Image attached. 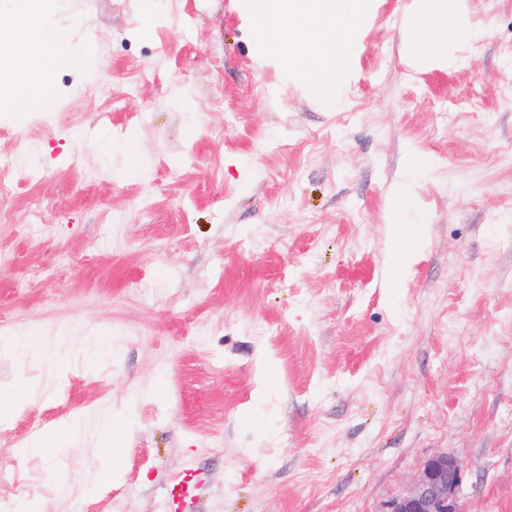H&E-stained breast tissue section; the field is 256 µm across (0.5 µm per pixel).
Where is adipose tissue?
Here are the masks:
<instances>
[{
	"label": "adipose tissue",
	"instance_id": "obj_1",
	"mask_svg": "<svg viewBox=\"0 0 512 512\" xmlns=\"http://www.w3.org/2000/svg\"><path fill=\"white\" fill-rule=\"evenodd\" d=\"M57 0H14L8 25H0V45L14 62L9 87L0 92V112L42 107L55 93L50 74L66 52V38L48 22ZM402 30L404 50L409 65L417 71L445 70L456 61L458 50L482 39L484 31L471 19L467 0H412L407 8ZM426 164L411 161L406 181L391 193L386 222L392 249L386 264L392 282H400L405 257L417 239L404 222L413 208L416 186ZM96 430L107 444L105 458L89 469L86 482L97 486L111 482L123 465L127 428L111 413H100Z\"/></svg>",
	"mask_w": 512,
	"mask_h": 512
}]
</instances>
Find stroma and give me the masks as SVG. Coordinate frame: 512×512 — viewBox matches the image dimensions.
Returning <instances> with one entry per match:
<instances>
[{
  "label": "stroma",
  "mask_w": 512,
  "mask_h": 512,
  "mask_svg": "<svg viewBox=\"0 0 512 512\" xmlns=\"http://www.w3.org/2000/svg\"><path fill=\"white\" fill-rule=\"evenodd\" d=\"M409 2L381 0L330 111L258 69L234 0H156L146 34L138 0H60L56 95L0 117V391L52 386L0 420V512H384L437 452L467 512H512V0H468L486 37L422 73ZM129 140L135 174L102 150ZM21 330L70 361L22 359ZM89 336L112 345L93 367ZM107 407L129 427L111 485L85 484L91 435L26 453ZM426 166L427 163L422 159L411 160L406 181L397 184L391 193L386 224H389L392 249L386 257V264L389 267L392 287L395 288L404 273L406 254L411 252L412 247L417 243L415 234L408 228L403 218L405 213L413 209L416 185Z\"/></svg>",
  "instance_id": "35a3bbf8"
}]
</instances>
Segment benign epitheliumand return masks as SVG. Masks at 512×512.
Listing matches in <instances>:
<instances>
[{
  "mask_svg": "<svg viewBox=\"0 0 512 512\" xmlns=\"http://www.w3.org/2000/svg\"><path fill=\"white\" fill-rule=\"evenodd\" d=\"M464 465L454 456L435 453L424 462L411 487L393 498L386 512H463Z\"/></svg>",
  "mask_w": 512,
  "mask_h": 512,
  "instance_id": "obj_1",
  "label": "benign epithelium"
}]
</instances>
